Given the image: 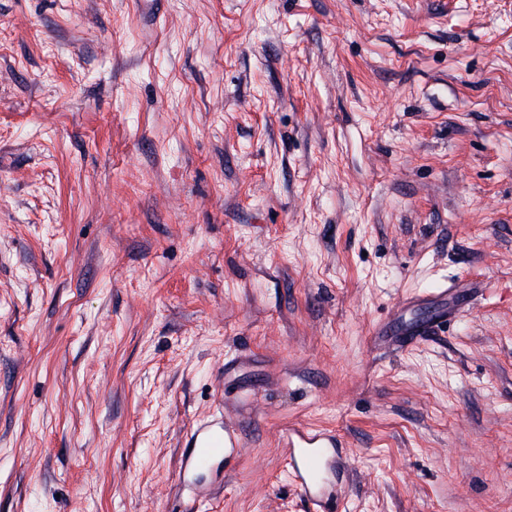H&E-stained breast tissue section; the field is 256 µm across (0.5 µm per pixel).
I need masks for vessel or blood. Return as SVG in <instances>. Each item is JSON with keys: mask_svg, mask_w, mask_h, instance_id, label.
Masks as SVG:
<instances>
[{"mask_svg": "<svg viewBox=\"0 0 512 512\" xmlns=\"http://www.w3.org/2000/svg\"><path fill=\"white\" fill-rule=\"evenodd\" d=\"M445 305L433 307L429 317L413 321L405 317L392 318L387 333L406 337L428 335L439 323L446 321ZM294 481L304 498L318 507L319 512H333L336 504L332 475L345 471L335 437H325L291 426L282 433ZM244 446L240 435L233 430L207 424L196 426L190 432L179 464V477L188 484L196 483L200 474H211L220 479L223 469L241 458Z\"/></svg>", "mask_w": 512, "mask_h": 512, "instance_id": "1", "label": "vessel or blood"}]
</instances>
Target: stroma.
<instances>
[{
    "mask_svg": "<svg viewBox=\"0 0 512 512\" xmlns=\"http://www.w3.org/2000/svg\"><path fill=\"white\" fill-rule=\"evenodd\" d=\"M288 425L512 512V0H0V512H315ZM429 317L421 321L407 320L403 314L397 318L393 317L384 331L377 332V336H387L395 333L394 336L417 337L427 336L430 330L439 323L448 319V308L444 304L437 305L430 310ZM240 435L227 427L200 424L190 432L187 446L183 448L179 464V477L184 483L196 485L202 473L221 479L224 470L232 466L244 453Z\"/></svg>",
    "mask_w": 512,
    "mask_h": 512,
    "instance_id": "obj_1",
    "label": "stroma"
}]
</instances>
